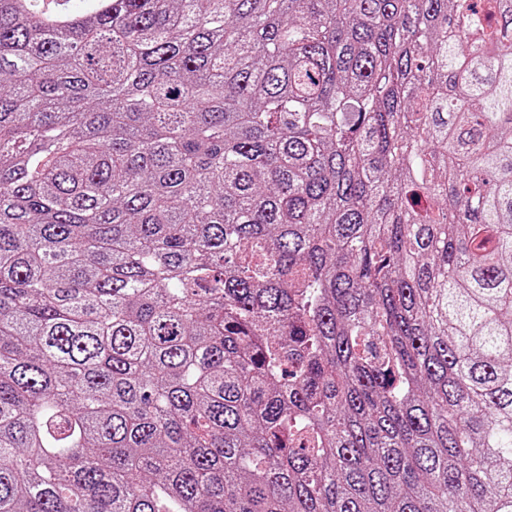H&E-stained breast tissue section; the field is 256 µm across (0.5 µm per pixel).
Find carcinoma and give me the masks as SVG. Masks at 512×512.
Returning <instances> with one entry per match:
<instances>
[{
  "label": "carcinoma",
  "instance_id": "carcinoma-1",
  "mask_svg": "<svg viewBox=\"0 0 512 512\" xmlns=\"http://www.w3.org/2000/svg\"><path fill=\"white\" fill-rule=\"evenodd\" d=\"M0 0V512H512V0Z\"/></svg>",
  "mask_w": 512,
  "mask_h": 512
}]
</instances>
